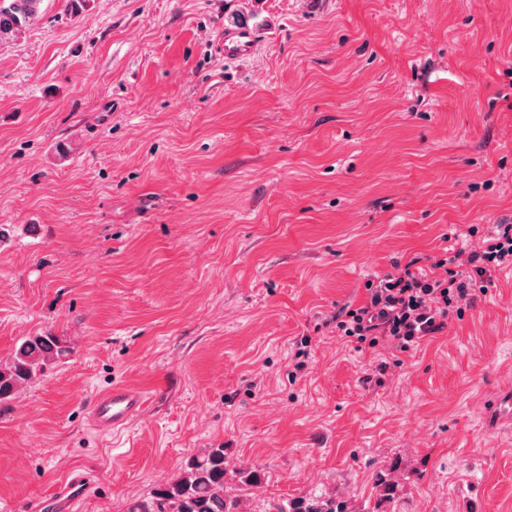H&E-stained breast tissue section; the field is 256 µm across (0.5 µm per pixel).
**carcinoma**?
<instances>
[{
    "mask_svg": "<svg viewBox=\"0 0 512 512\" xmlns=\"http://www.w3.org/2000/svg\"><path fill=\"white\" fill-rule=\"evenodd\" d=\"M42 0H0V38L16 36L39 15ZM68 350L50 334L27 337L11 360L0 366V403L9 400L18 389L32 382L48 366L67 357ZM227 458L224 448H212L202 457H192L174 480L157 486L150 495L131 499L126 512H243V496L228 486ZM238 490L260 485L259 472L250 468L234 469ZM276 512H359L348 502L334 496L313 495L288 500L276 506Z\"/></svg>",
    "mask_w": 512,
    "mask_h": 512,
    "instance_id": "obj_1",
    "label": "carcinoma"
}]
</instances>
